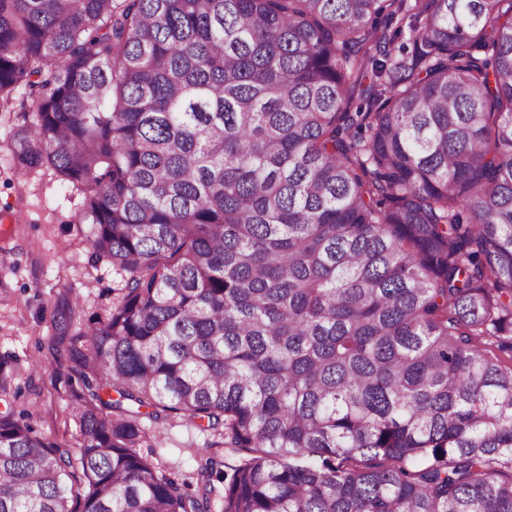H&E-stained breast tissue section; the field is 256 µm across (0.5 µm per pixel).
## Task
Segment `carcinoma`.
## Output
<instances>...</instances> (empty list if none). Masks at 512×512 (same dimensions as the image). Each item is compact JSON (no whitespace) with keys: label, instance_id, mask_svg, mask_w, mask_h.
Returning <instances> with one entry per match:
<instances>
[{"label":"carcinoma","instance_id":"carcinoma-1","mask_svg":"<svg viewBox=\"0 0 512 512\" xmlns=\"http://www.w3.org/2000/svg\"><path fill=\"white\" fill-rule=\"evenodd\" d=\"M21 86L14 170L123 286L70 337L83 497L10 411L0 512H512V0H0ZM143 408L246 456L192 492Z\"/></svg>","mask_w":512,"mask_h":512}]
</instances>
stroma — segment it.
Masks as SVG:
<instances>
[{"label":"stroma","mask_w":512,"mask_h":512,"mask_svg":"<svg viewBox=\"0 0 512 512\" xmlns=\"http://www.w3.org/2000/svg\"><path fill=\"white\" fill-rule=\"evenodd\" d=\"M27 88L14 93L0 112V412L24 413L35 430L73 460L68 485L82 495L85 478L78 464L83 437L73 411L77 379L60 326L64 318L83 321L106 315L120 294L122 277L109 260L92 262L88 225L79 223V191L41 168L16 174L9 138L32 111ZM149 439L141 455L172 477L187 480L202 454L215 452L225 468L240 454L213 448L214 436L179 419L145 420Z\"/></svg>","instance_id":"35a3bbf8"}]
</instances>
